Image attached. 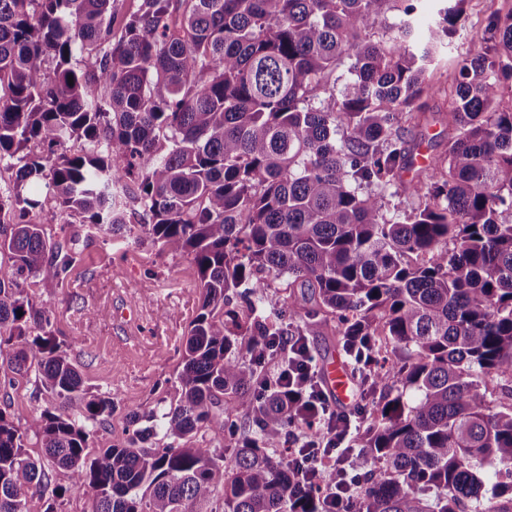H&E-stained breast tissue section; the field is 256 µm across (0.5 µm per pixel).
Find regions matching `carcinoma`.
<instances>
[{
	"label": "carcinoma",
	"instance_id": "obj_1",
	"mask_svg": "<svg viewBox=\"0 0 512 512\" xmlns=\"http://www.w3.org/2000/svg\"><path fill=\"white\" fill-rule=\"evenodd\" d=\"M445 2L420 39L409 0H0V163L16 169L0 191V365L35 370L45 403L25 422L0 411V512H30L47 463L93 512H336L269 452L320 420L282 395V338L328 324L379 395L342 512H512V9L485 18V52L457 56L450 98L429 72L465 0ZM392 10L404 19L380 39ZM438 99L447 149L406 184L408 135ZM74 138L83 153L51 157ZM392 187L417 199L400 220ZM47 202L114 234L134 204L198 272L176 403L130 414L95 453L85 423L116 404L86 396L20 285L75 261L24 220ZM283 278L288 310L259 306ZM274 354L281 374L259 372ZM221 406L229 478L206 436Z\"/></svg>",
	"mask_w": 512,
	"mask_h": 512
}]
</instances>
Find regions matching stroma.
Masks as SVG:
<instances>
[{
    "instance_id": "1",
    "label": "stroma",
    "mask_w": 512,
    "mask_h": 512,
    "mask_svg": "<svg viewBox=\"0 0 512 512\" xmlns=\"http://www.w3.org/2000/svg\"><path fill=\"white\" fill-rule=\"evenodd\" d=\"M473 23L460 29L440 56L435 80L453 88L458 54L478 53L483 43L476 23L485 13L508 11L507 0H468ZM29 218L42 224L52 242L75 248L77 259L62 283L35 277L23 283L35 307L51 312V330L77 367L90 395L109 396L120 410L107 421L90 425L91 450L107 448L123 438L125 413L159 408L176 395L181 345L196 314V268L189 256L151 242H138L140 228L127 238H114L89 224H67L53 208L33 210ZM131 306L145 315L140 328L123 317ZM44 408L35 374L0 384V411L29 419ZM46 496L57 499V512H92V499L66 472L47 469Z\"/></svg>"
}]
</instances>
